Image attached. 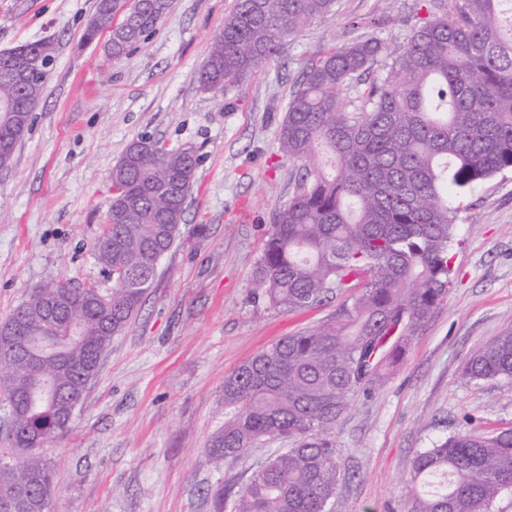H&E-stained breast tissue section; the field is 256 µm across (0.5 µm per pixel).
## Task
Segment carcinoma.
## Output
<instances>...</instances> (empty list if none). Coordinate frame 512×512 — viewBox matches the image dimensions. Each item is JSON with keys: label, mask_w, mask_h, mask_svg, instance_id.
I'll return each instance as SVG.
<instances>
[{"label": "carcinoma", "mask_w": 512, "mask_h": 512, "mask_svg": "<svg viewBox=\"0 0 512 512\" xmlns=\"http://www.w3.org/2000/svg\"><path fill=\"white\" fill-rule=\"evenodd\" d=\"M336 0H238L199 72L216 97L240 86L288 39L329 13ZM172 0H96L85 39L109 31L121 58L157 29ZM403 44L374 35L345 42L317 60L295 90L279 130L281 153L303 173L274 215L256 279L282 311L349 293L317 328L286 336L224 381V429L211 441L216 465L245 457L258 442L293 447L270 457L239 491L234 512H326L340 477L331 434L359 388L377 389L400 362L415 331L448 296V253L457 225L448 197L512 171V0H436ZM41 40L18 47L10 68L54 61ZM383 74L368 82L378 61ZM358 88L357 100L346 92ZM45 83L0 76V140L19 144L14 112L35 110ZM196 155L142 136L112 169V207L96 244L112 291L49 281L2 323L28 336L0 334V392L10 408L11 445L0 454V512L6 495L28 489L27 512H51L54 471L40 449L66 432L67 403L82 396L102 357L138 310L159 257L174 245ZM62 298L50 342L40 335L44 307ZM77 333L69 336L70 325ZM470 382L512 379V329L467 356ZM414 512H493L512 493V428L461 431L415 458Z\"/></svg>", "instance_id": "carcinoma-1"}]
</instances>
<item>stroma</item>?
<instances>
[{
	"label": "stroma",
	"instance_id": "obj_1",
	"mask_svg": "<svg viewBox=\"0 0 512 512\" xmlns=\"http://www.w3.org/2000/svg\"><path fill=\"white\" fill-rule=\"evenodd\" d=\"M237 0H173L127 58L87 42L95 0H0V50L42 39L55 64L14 161L0 170V321L38 285L110 291L95 244L112 169L143 135L199 158L184 221L139 312L112 340L70 429L45 444L56 512H231L277 442L216 468L224 380L282 337L316 328L348 298L270 308L255 270L299 164L278 134L307 66L367 34L401 43L421 0H337L239 88L216 99L199 71ZM459 226L444 304L387 382L356 391L334 440L341 476L327 512H414L416 455L463 429L512 427V380L468 381L469 352L512 328V171L451 200Z\"/></svg>",
	"mask_w": 512,
	"mask_h": 512
}]
</instances>
